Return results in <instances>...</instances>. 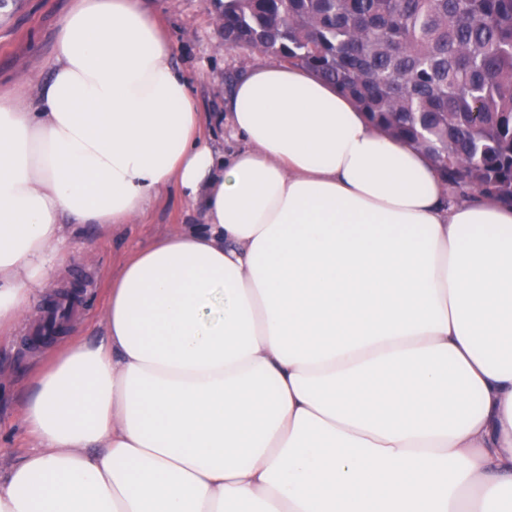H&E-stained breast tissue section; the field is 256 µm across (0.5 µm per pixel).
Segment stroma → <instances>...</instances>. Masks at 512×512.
I'll use <instances>...</instances> for the list:
<instances>
[{"label":"stroma","mask_w":512,"mask_h":512,"mask_svg":"<svg viewBox=\"0 0 512 512\" xmlns=\"http://www.w3.org/2000/svg\"><path fill=\"white\" fill-rule=\"evenodd\" d=\"M73 0H0V90L36 102L54 61L53 47L59 23ZM144 5L170 40L174 65L186 77L201 111H223L224 98L234 79L248 66L264 62V55L222 46L207 0H144ZM198 218L177 189L154 202L136 224L109 230L92 226L71 236L68 254L58 264L56 283L47 293L85 276L89 284L81 304L70 314L67 327L54 345L82 338L103 337L99 325L109 276L139 246L149 244L178 224ZM35 324L0 334V468L16 461L31 444L21 416V404L31 392L30 377L46 360L49 347L34 341ZM52 344V345H53Z\"/></svg>","instance_id":"1"}]
</instances>
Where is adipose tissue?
<instances>
[{
  "mask_svg": "<svg viewBox=\"0 0 512 512\" xmlns=\"http://www.w3.org/2000/svg\"><path fill=\"white\" fill-rule=\"evenodd\" d=\"M172 56L142 0H76L37 107L0 94V330L68 226L200 214L35 372L0 512H512V205L302 68L204 119Z\"/></svg>",
  "mask_w": 512,
  "mask_h": 512,
  "instance_id": "adipose-tissue-1",
  "label": "adipose tissue"
}]
</instances>
